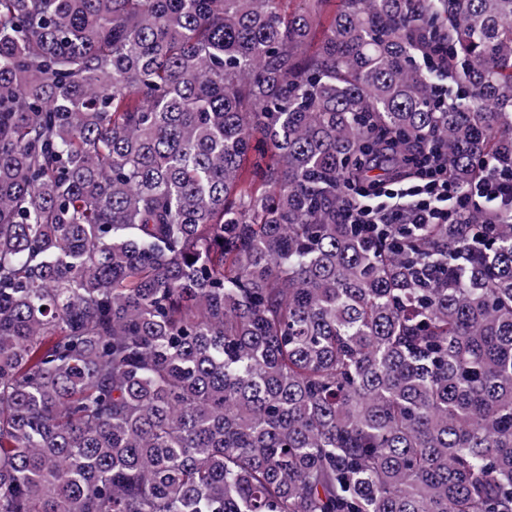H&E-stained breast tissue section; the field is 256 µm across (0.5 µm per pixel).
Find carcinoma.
<instances>
[{
  "label": "carcinoma",
  "instance_id": "1",
  "mask_svg": "<svg viewBox=\"0 0 512 512\" xmlns=\"http://www.w3.org/2000/svg\"><path fill=\"white\" fill-rule=\"evenodd\" d=\"M284 2L0 0V512H512V211L343 220L512 175V0ZM424 66L431 71L434 76V82L437 90L441 94L439 102L441 105L448 106V77L445 78L444 74L448 72V58L446 56H428L423 60ZM393 184L397 187L385 186L374 195H370L365 188L358 192L361 204L346 212V223H461L465 211H468V208H475L472 207V201L478 204L476 198H484L489 202H512V186H507L498 176L486 180L481 187H477L472 196L462 194L456 184L448 181L447 163L441 151L437 157L435 156V161L427 173L424 172L421 181ZM370 197L376 199L367 200L369 204L363 203L362 199ZM380 197L385 199L379 202ZM379 214L383 215L382 218Z\"/></svg>",
  "mask_w": 512,
  "mask_h": 512
}]
</instances>
